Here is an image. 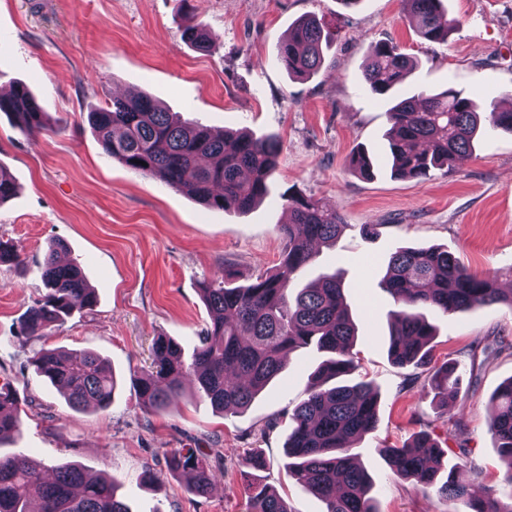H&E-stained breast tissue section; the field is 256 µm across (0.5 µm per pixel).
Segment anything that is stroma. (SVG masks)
I'll return each instance as SVG.
<instances>
[{"label":"stroma","instance_id":"1","mask_svg":"<svg viewBox=\"0 0 512 512\" xmlns=\"http://www.w3.org/2000/svg\"><path fill=\"white\" fill-rule=\"evenodd\" d=\"M458 22L446 43L422 40L402 0H0V89L26 83L51 126L37 137L0 114V166L18 185L0 204V242L22 261L0 266V384L11 382L25 411L20 436L2 453L45 466L80 464L116 480L132 512H245L246 460L262 454V477L292 512H323L289 477L284 447L290 414L320 354L293 352L277 379L239 413L215 412L192 383L159 412L144 410L134 374L150 363L154 337L193 351L209 321L199 288L232 270L246 284L281 261L279 224L288 195L335 208L346 226L335 246H320L302 283L343 269V288L358 332L353 379L379 393L378 423L352 449L375 483L377 512H464L462 503L393 474L383 448L433 433L444 463L464 482L512 502L508 469L489 432L493 393L512 378V308L429 313L436 328L433 364L458 361L457 397L438 405L424 367L394 366L387 356L396 306L379 286L401 246L448 248L471 272L512 289V134L483 133L453 170L422 180L392 177L381 151L385 100L363 79L371 43L391 40L415 62L397 94L454 88L489 108L512 99V0H445ZM209 32L200 51L181 37L186 10ZM315 16L330 34L322 67L288 77L277 47L290 26ZM144 93L184 119L217 130L274 135L281 143L270 194L245 214L210 209L162 178L145 176L104 154L87 122L91 108L126 92ZM373 154L376 174L354 175L353 149ZM374 225L364 237L363 225ZM61 241V262L79 264L97 301L47 336L20 333L44 292L41 267ZM92 350L117 380L109 409L75 411L27 360L40 348ZM490 359L471 369V348ZM200 449L216 474L208 495L172 473L169 456Z\"/></svg>","mask_w":512,"mask_h":512}]
</instances>
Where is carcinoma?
<instances>
[{"label":"carcinoma","mask_w":512,"mask_h":512,"mask_svg":"<svg viewBox=\"0 0 512 512\" xmlns=\"http://www.w3.org/2000/svg\"><path fill=\"white\" fill-rule=\"evenodd\" d=\"M444 0H405L419 36L432 43L448 40L456 20L447 17ZM182 39L206 51L209 35L196 15L189 14ZM328 37L313 16L299 19L278 46L288 74L308 77L321 67ZM413 60L393 42L370 45L364 81L371 94L390 100L385 149L391 174L402 179H423L436 170H449L469 155L482 111L480 101L463 97L452 88L421 91L406 98L394 96L406 79ZM0 112L12 116L26 136L48 127L43 112L27 86L18 84L8 96L0 95ZM88 122L103 152L126 167L159 176L208 208L249 212L269 194V180L280 151L272 136L256 137L245 131L215 132L184 121L144 94L114 97L88 112ZM488 129L512 132V109L492 110ZM146 165H140V162ZM350 166L373 175L371 159L362 149L352 152ZM17 185L0 167V204L13 197ZM288 223L279 225L285 242L284 257L274 272L238 285L232 271L224 281L202 285L210 323L199 336L191 359L184 358L179 342L156 338L151 370L139 378L137 392L143 406L161 411L182 387L194 379L198 392L222 413L238 412L281 372L287 355L314 346L328 354L314 371L306 396L292 410L288 433V474L319 497L325 512H376L373 483L348 454L355 440L375 430L378 393L370 382L354 384L346 376L355 367V326L343 294V272L323 273L302 288L294 287L314 257L313 246L336 240L343 216L311 197L285 199ZM53 244L43 261L45 295L21 321L23 336L41 338L68 318L83 314L96 303L95 292L77 264L63 265ZM398 305L393 313L387 355L399 368L429 364L428 345L435 328L425 316L464 313L478 304L505 303L512 308V293L502 294L488 278L479 277L441 247H401L388 260L379 283ZM29 365L56 387L74 410H105L112 405L115 379L108 362L93 351L69 352L41 348ZM457 364L446 363L430 373L429 384L443 403L453 396ZM496 412L489 431L509 467L512 483V378L494 394ZM20 402L10 383L0 385V442L22 430ZM394 474L412 478L444 497L460 500L466 512H512L490 498L476 495L472 485L443 476L442 451L427 431L400 448L384 449ZM170 470L192 476L190 490L209 493L214 475L201 452L189 449L168 460ZM45 467L21 454L0 455V512H130L118 498L108 477H89L81 467L60 464L53 477ZM247 512H291L286 500L256 480L246 486Z\"/></svg>","instance_id":"obj_1"}]
</instances>
